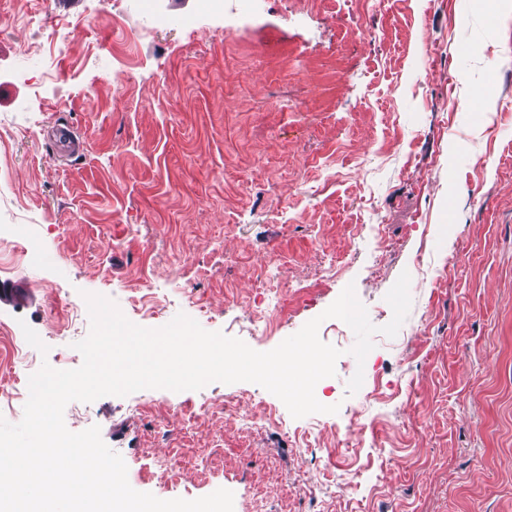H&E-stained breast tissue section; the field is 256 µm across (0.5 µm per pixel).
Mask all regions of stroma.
Masks as SVG:
<instances>
[{
    "label": "stroma",
    "mask_w": 512,
    "mask_h": 512,
    "mask_svg": "<svg viewBox=\"0 0 512 512\" xmlns=\"http://www.w3.org/2000/svg\"><path fill=\"white\" fill-rule=\"evenodd\" d=\"M160 4L0 0V417L42 364L81 365L87 292L259 352L318 317L337 413L214 382L74 401L65 424L163 500L512 512V8ZM404 271L405 322L357 363L324 311L351 284L385 325ZM25 324L47 352L17 349Z\"/></svg>",
    "instance_id": "35a3bbf8"
}]
</instances>
